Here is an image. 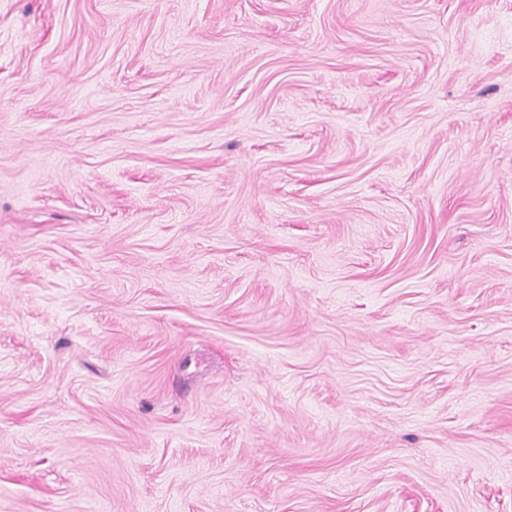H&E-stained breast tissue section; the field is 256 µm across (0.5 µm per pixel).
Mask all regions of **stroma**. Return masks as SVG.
<instances>
[{
    "label": "stroma",
    "instance_id": "35a3bbf8",
    "mask_svg": "<svg viewBox=\"0 0 512 512\" xmlns=\"http://www.w3.org/2000/svg\"><path fill=\"white\" fill-rule=\"evenodd\" d=\"M0 512H512V0H0Z\"/></svg>",
    "mask_w": 512,
    "mask_h": 512
}]
</instances>
